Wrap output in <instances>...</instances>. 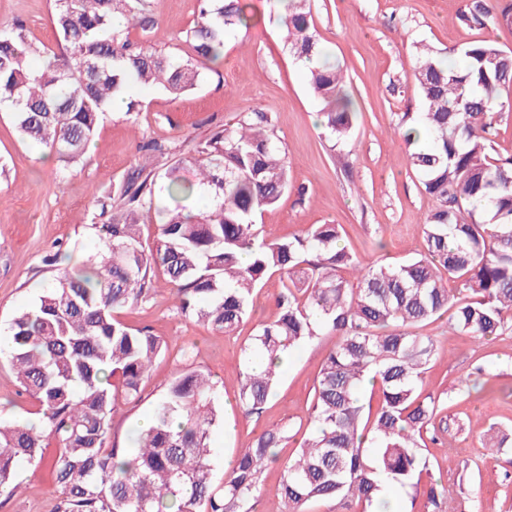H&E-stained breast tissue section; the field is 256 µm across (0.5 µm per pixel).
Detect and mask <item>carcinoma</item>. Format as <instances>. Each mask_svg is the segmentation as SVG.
<instances>
[{
	"mask_svg": "<svg viewBox=\"0 0 512 512\" xmlns=\"http://www.w3.org/2000/svg\"><path fill=\"white\" fill-rule=\"evenodd\" d=\"M285 2L289 51L311 62L320 51L308 0ZM158 5L55 0L56 49L36 45L20 26L0 30V102L10 104L21 137L78 163L113 98L127 97L125 114L134 121L140 109L129 98L133 87L155 86L173 98L194 89L222 57L225 36L255 21L241 0H200L186 32L192 54L165 55L131 38V30L159 23ZM493 9L488 0H471L459 20L480 24L492 16L512 25V4L496 16ZM458 57L451 65L427 49L415 59L431 142L419 145L409 114L401 123L410 167L433 208L423 221L424 253L400 264L363 263L341 244L338 224L286 239L261 236L257 214L288 191L286 153L261 112L215 132L197 156L162 173L131 172L120 188L121 214L106 217L101 203L98 249L75 263L55 255L58 275L9 324L0 351L36 410L33 421L0 427V496L17 488L20 462L45 460L58 493L50 512H254L262 475L288 443V427L261 432L215 483L211 433L223 423L224 406L208 373L174 376L153 404L150 428L132 433L126 447L109 444L112 414L140 399L153 361L168 351L164 338L116 318L150 293L152 271L161 267L180 313L227 335L250 316L253 290L265 276H283L275 317L242 348L239 404L247 417L264 412L281 356L322 329L337 337L314 387L313 428L284 464L266 512H305L311 502L336 499L368 508L385 483L411 486L424 498V512H452L446 486H421L428 470L421 441L440 405L424 374L438 346L411 328L445 316L478 340L512 332V158L494 157L492 140L512 109V99L500 100L512 88L500 71L512 52L482 40ZM308 82L324 104L320 125L346 139L354 104L343 91V71L320 61ZM186 167L191 180L181 174ZM198 197L207 200L204 212L194 208ZM148 217L159 231L149 250L140 241ZM244 251L252 256L246 265ZM368 378L378 405L365 418ZM51 439L58 448L47 459Z\"/></svg>",
	"mask_w": 512,
	"mask_h": 512,
	"instance_id": "1",
	"label": "carcinoma"
}]
</instances>
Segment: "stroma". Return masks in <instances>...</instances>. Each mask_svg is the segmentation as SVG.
<instances>
[{
	"mask_svg": "<svg viewBox=\"0 0 512 512\" xmlns=\"http://www.w3.org/2000/svg\"><path fill=\"white\" fill-rule=\"evenodd\" d=\"M257 21L229 33L224 55L201 86L179 99L157 89H134L142 110L137 123L107 112L85 158L66 168L42 162L41 147L23 141L9 113L0 112V328L30 307L53 275L47 256L90 254L100 203L113 212L122 202L112 186L137 167L161 171L195 154L223 125L253 112L266 114L289 168L290 187L275 206L258 215L262 236L288 238L315 224H338L342 243L358 258L394 263L425 248L422 221L432 208L408 162L400 118L424 110L414 77L417 44L441 54L471 41L489 40L512 52V27L485 21L467 25L459 16L471 0H310L316 37L325 55L344 71V90L357 112L351 138L336 144L317 121L307 69L288 51L279 0H248ZM199 0H160L161 21L134 39L165 54L186 55L184 35L195 23ZM54 0H0V30L22 24L37 45L56 47L51 25ZM152 140L166 155L142 151ZM148 298L124 308L119 318L148 328L170 343L142 385L138 402L120 405L110 437L125 440L150 414L166 383L192 369L218 380L231 408L212 436L216 475L224 460L248 447L272 425L307 430L314 386L336 337L321 332L299 347L283 368L261 416L245 417L236 401L243 369L241 350L257 327L273 318L282 289L271 276L253 292L252 312L234 335L178 313L166 275L156 273ZM437 339L438 354L427 372L429 389L443 406L424 435L432 479L447 486L457 512H512V447L488 454L480 441L512 429V332L474 340L447 320L417 325ZM32 407L21 394L6 359H0V420L25 418ZM18 491L0 499V512H50L55 485L47 464L21 463Z\"/></svg>",
	"mask_w": 512,
	"mask_h": 512,
	"instance_id": "stroma-1",
	"label": "stroma"
}]
</instances>
